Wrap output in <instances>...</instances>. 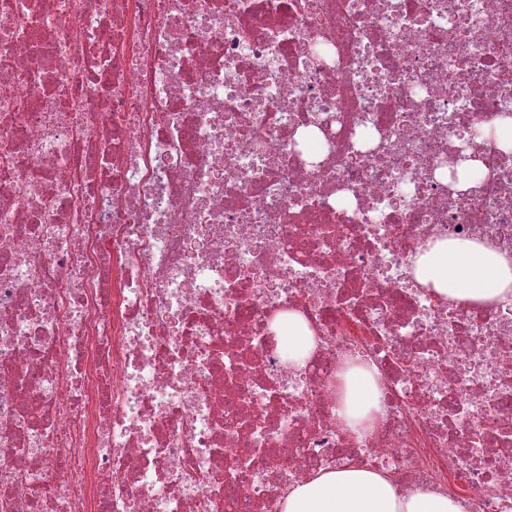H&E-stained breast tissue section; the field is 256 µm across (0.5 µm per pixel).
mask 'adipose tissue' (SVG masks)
I'll return each mask as SVG.
<instances>
[{"instance_id": "adipose-tissue-1", "label": "adipose tissue", "mask_w": 512, "mask_h": 512, "mask_svg": "<svg viewBox=\"0 0 512 512\" xmlns=\"http://www.w3.org/2000/svg\"><path fill=\"white\" fill-rule=\"evenodd\" d=\"M415 276L437 292L471 303H488L512 296V256L476 242H438L415 258ZM278 346L289 363L309 355L314 340L304 319L288 313L273 324ZM341 415L347 424L362 421L373 407V378L353 369L344 376ZM282 512H461L459 504L430 492L399 495L383 474L367 469L323 470L296 485L284 500Z\"/></svg>"}]
</instances>
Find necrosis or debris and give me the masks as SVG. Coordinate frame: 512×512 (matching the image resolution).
<instances>
[{
    "mask_svg": "<svg viewBox=\"0 0 512 512\" xmlns=\"http://www.w3.org/2000/svg\"><path fill=\"white\" fill-rule=\"evenodd\" d=\"M510 114L512 0H0V512H282L351 467L512 512V298L413 274L512 253ZM415 276L424 286L460 301L488 303L512 296V256L476 242H437L415 258ZM272 329L277 334L279 348L288 357V363H303L314 345L312 333L304 319L288 312V315H279L274 320ZM345 381L344 408L340 415L348 425L361 422L373 408V378L370 373L353 369L343 375Z\"/></svg>",
    "mask_w": 512,
    "mask_h": 512,
    "instance_id": "necrosis-or-debris-1",
    "label": "necrosis or debris"
}]
</instances>
